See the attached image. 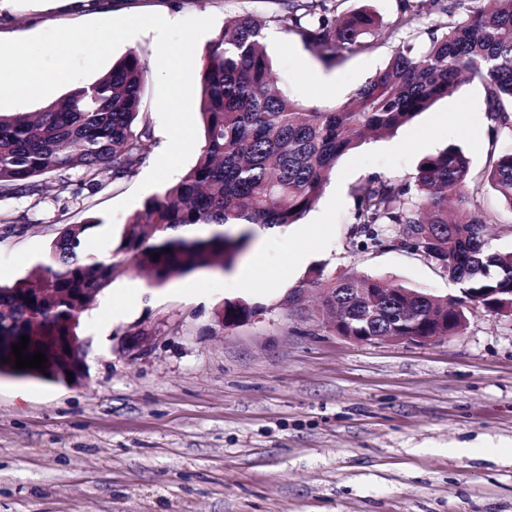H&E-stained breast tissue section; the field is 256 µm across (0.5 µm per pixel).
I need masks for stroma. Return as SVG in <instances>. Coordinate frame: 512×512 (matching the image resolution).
<instances>
[{
    "label": "stroma",
    "mask_w": 512,
    "mask_h": 512,
    "mask_svg": "<svg viewBox=\"0 0 512 512\" xmlns=\"http://www.w3.org/2000/svg\"><path fill=\"white\" fill-rule=\"evenodd\" d=\"M275 0H0V37L55 26L156 13L214 17L194 67L225 18L270 16ZM444 15L423 10L386 43L326 68L294 33L270 24L267 52L282 90L311 106L348 101L394 50L421 44ZM136 52L149 78L139 120L151 127L146 161L124 178L68 172V186L0 194V282L45 259L69 224L104 220L121 204L115 237L144 199L140 184L168 144L155 105L151 32L114 52ZM481 79L394 134L370 137L336 165L317 204L298 223L256 232L265 265L206 270L148 286L117 276L80 316L86 380L78 386L0 375V512H512V319L477 312L461 334L433 345L356 343L332 331L313 280L357 273L436 296L456 288L417 252L360 249L352 227L357 188L373 176L413 181L423 157L453 145L469 160L472 206L512 248V209L484 184L491 138ZM142 197L123 206L134 190ZM304 244L301 264L289 251ZM253 310L225 328L216 307Z\"/></svg>",
    "instance_id": "obj_1"
}]
</instances>
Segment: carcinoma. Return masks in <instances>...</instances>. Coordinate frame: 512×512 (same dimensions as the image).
<instances>
[{
	"label": "carcinoma",
	"instance_id": "carcinoma-1",
	"mask_svg": "<svg viewBox=\"0 0 512 512\" xmlns=\"http://www.w3.org/2000/svg\"><path fill=\"white\" fill-rule=\"evenodd\" d=\"M285 12L276 21L296 32L327 67L368 50V34L390 38L392 30L361 8L339 13L329 0H276ZM397 27L421 9L438 7L463 17L433 30L421 47L404 44L385 69L358 87L344 105L310 107L278 87L266 52L270 19L244 13L224 20L208 45L199 72L204 139L195 164L180 181L147 199L128 220L118 247L103 260L84 250L92 219L60 231L45 261L11 285H0V344L18 340L19 324L40 320L67 335L80 315L64 289L84 288L88 304L122 269L151 286L208 266L231 269L248 249L254 227L297 223L319 200L339 159L368 134H391L438 99L452 94L465 74L485 86L490 133L512 131V0H400ZM148 77L134 51L94 81L71 88L39 112L0 114V193L36 194L48 174L59 188L65 174L84 170L86 185L112 172L117 180L146 159L149 125H136ZM468 161L449 146L420 160L414 182L374 176L357 189L353 236L362 248L393 247L419 252L458 287L455 323L442 333L464 330L467 313L490 308L484 288H512V251L491 246L496 231L469 205ZM491 189L512 209V152L492 155L486 171ZM159 254L153 258V254ZM392 288L411 299L417 291L363 275L344 276L330 288L342 304L356 288ZM0 372L56 381L40 369L0 363Z\"/></svg>",
	"mask_w": 512,
	"mask_h": 512
}]
</instances>
